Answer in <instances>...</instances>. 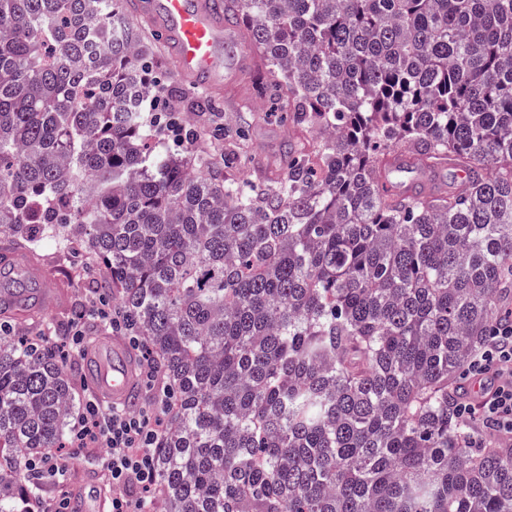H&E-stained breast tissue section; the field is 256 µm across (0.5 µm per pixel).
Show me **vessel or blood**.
<instances>
[{
    "label": "vessel or blood",
    "instance_id": "obj_1",
    "mask_svg": "<svg viewBox=\"0 0 512 512\" xmlns=\"http://www.w3.org/2000/svg\"><path fill=\"white\" fill-rule=\"evenodd\" d=\"M139 10L158 16L159 32L185 76L205 77L219 63L222 44L235 41L223 26L215 0H141ZM87 387L106 405L133 404L138 390L137 359L115 336L99 337L84 355Z\"/></svg>",
    "mask_w": 512,
    "mask_h": 512
}]
</instances>
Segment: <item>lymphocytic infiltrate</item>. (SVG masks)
<instances>
[{"label": "lymphocytic infiltrate", "mask_w": 512, "mask_h": 512, "mask_svg": "<svg viewBox=\"0 0 512 512\" xmlns=\"http://www.w3.org/2000/svg\"><path fill=\"white\" fill-rule=\"evenodd\" d=\"M140 375L154 393V408L137 413L120 405L103 409L90 399L71 431L74 445L97 449L98 466L110 482L112 512H142L145 500L155 491L154 448L163 418L173 406L174 391L159 383L153 362H146ZM464 376L483 381L487 389L478 403L458 400L455 417L465 421L478 415L487 426L512 433V321L496 328L484 348L470 359Z\"/></svg>", "instance_id": "1"}]
</instances>
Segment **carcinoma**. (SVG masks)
<instances>
[{
  "instance_id": "1",
  "label": "carcinoma",
  "mask_w": 512,
  "mask_h": 512,
  "mask_svg": "<svg viewBox=\"0 0 512 512\" xmlns=\"http://www.w3.org/2000/svg\"><path fill=\"white\" fill-rule=\"evenodd\" d=\"M119 2L0 0V235L82 243L166 375L150 512H512V436L452 412L512 304V0H224L255 92L323 138L249 188L239 146L151 147L181 107ZM400 145L460 183L390 191ZM77 405L50 337L4 330L0 512H49L17 464Z\"/></svg>"
}]
</instances>
